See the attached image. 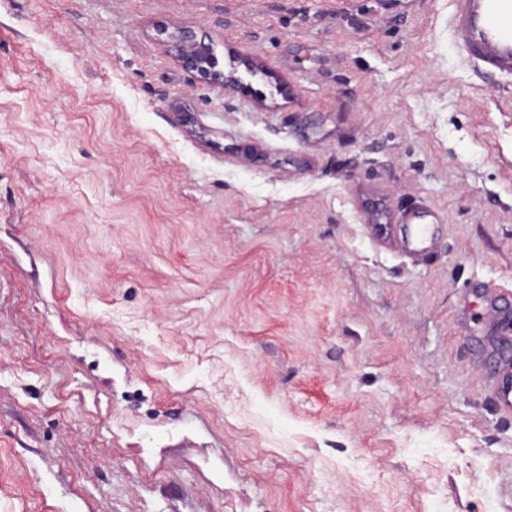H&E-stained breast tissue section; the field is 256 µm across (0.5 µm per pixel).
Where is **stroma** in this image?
<instances>
[{
    "instance_id": "obj_1",
    "label": "stroma",
    "mask_w": 512,
    "mask_h": 512,
    "mask_svg": "<svg viewBox=\"0 0 512 512\" xmlns=\"http://www.w3.org/2000/svg\"><path fill=\"white\" fill-rule=\"evenodd\" d=\"M450 10L0 0V512H512V76ZM157 36L192 79L221 85L224 90L242 91L234 73L226 75L215 69L211 44L199 38L191 27L185 26L171 32L167 28H160Z\"/></svg>"
}]
</instances>
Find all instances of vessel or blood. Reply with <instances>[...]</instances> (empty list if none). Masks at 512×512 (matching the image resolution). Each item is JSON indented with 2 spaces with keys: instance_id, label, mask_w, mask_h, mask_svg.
Segmentation results:
<instances>
[{
  "instance_id": "obj_1",
  "label": "vessel or blood",
  "mask_w": 512,
  "mask_h": 512,
  "mask_svg": "<svg viewBox=\"0 0 512 512\" xmlns=\"http://www.w3.org/2000/svg\"><path fill=\"white\" fill-rule=\"evenodd\" d=\"M449 23L479 67L512 74V0H453Z\"/></svg>"
}]
</instances>
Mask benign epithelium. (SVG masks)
Listing matches in <instances>:
<instances>
[{
  "instance_id": "benign-epithelium-1",
  "label": "benign epithelium",
  "mask_w": 512,
  "mask_h": 512,
  "mask_svg": "<svg viewBox=\"0 0 512 512\" xmlns=\"http://www.w3.org/2000/svg\"><path fill=\"white\" fill-rule=\"evenodd\" d=\"M158 40L174 54L178 65L192 79L221 85L226 90H242L235 74L227 75L215 69L211 44L198 37L192 28L185 26L175 31L160 28Z\"/></svg>"
}]
</instances>
